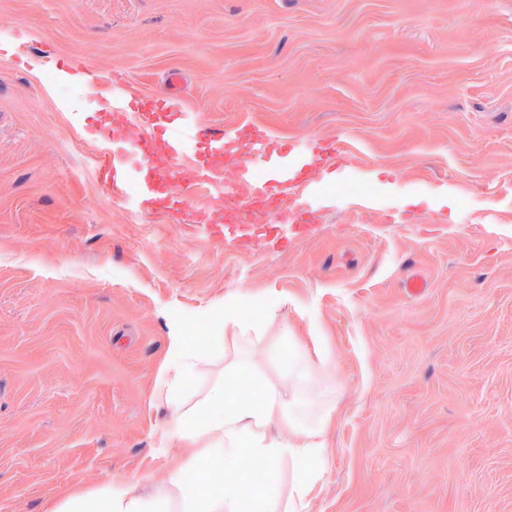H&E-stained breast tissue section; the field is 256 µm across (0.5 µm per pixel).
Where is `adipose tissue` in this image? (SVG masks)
<instances>
[{
  "label": "adipose tissue",
  "instance_id": "1",
  "mask_svg": "<svg viewBox=\"0 0 512 512\" xmlns=\"http://www.w3.org/2000/svg\"><path fill=\"white\" fill-rule=\"evenodd\" d=\"M241 312V304L225 305L214 319L215 335L202 337L197 346H188L181 333L170 336L150 399L151 407L167 413L154 445L189 449L190 464L219 467L229 474L235 473L246 453L272 467L288 463V494L280 495L273 486L247 502L232 487L221 494H188L175 478L169 490L147 497L135 488L106 483L54 497L47 512H307L324 475L325 433L339 402L333 380L336 365L328 352H320L321 374L314 382L308 362L285 356L281 363L290 382L273 383L251 358L266 342L263 329L244 325ZM224 349L234 350L235 358L225 364L223 376L193 387L199 361ZM255 386L264 389L257 401L246 395Z\"/></svg>",
  "mask_w": 512,
  "mask_h": 512
}]
</instances>
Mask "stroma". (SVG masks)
<instances>
[{
  "mask_svg": "<svg viewBox=\"0 0 512 512\" xmlns=\"http://www.w3.org/2000/svg\"><path fill=\"white\" fill-rule=\"evenodd\" d=\"M112 84L336 169L242 237L206 187L183 223L132 142L158 200L131 212L74 174ZM257 295L269 379L313 317L336 362L309 512H512V0H0V512L193 473L153 445L160 361Z\"/></svg>",
  "mask_w": 512,
  "mask_h": 512,
  "instance_id": "1",
  "label": "stroma"
}]
</instances>
